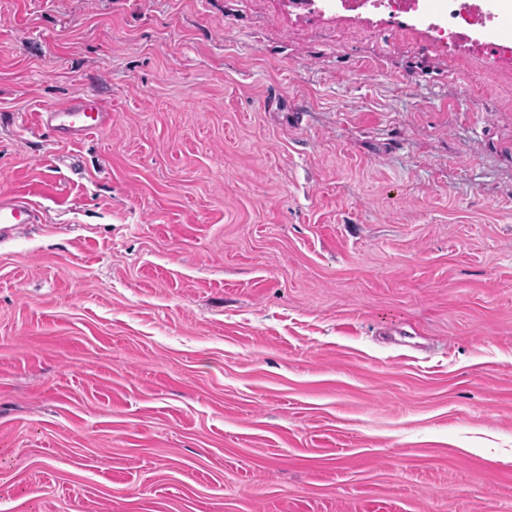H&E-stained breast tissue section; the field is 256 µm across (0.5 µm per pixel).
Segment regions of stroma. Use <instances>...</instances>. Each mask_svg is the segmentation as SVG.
Segmentation results:
<instances>
[{"label": "stroma", "mask_w": 512, "mask_h": 512, "mask_svg": "<svg viewBox=\"0 0 512 512\" xmlns=\"http://www.w3.org/2000/svg\"><path fill=\"white\" fill-rule=\"evenodd\" d=\"M108 101L65 143L44 107ZM0 512H512V66L289 0H0ZM27 224H37V215L25 196L0 195V240L17 237Z\"/></svg>", "instance_id": "stroma-1"}]
</instances>
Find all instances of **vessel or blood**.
Instances as JSON below:
<instances>
[{
	"mask_svg": "<svg viewBox=\"0 0 512 512\" xmlns=\"http://www.w3.org/2000/svg\"><path fill=\"white\" fill-rule=\"evenodd\" d=\"M112 124V110L102 100L76 96L64 103L44 108L38 114L39 128L62 142L86 139L95 131ZM37 215L25 196L0 195V240L22 234L27 225L36 223Z\"/></svg>",
	"mask_w": 512,
	"mask_h": 512,
	"instance_id": "1",
	"label": "vessel or blood"
}]
</instances>
